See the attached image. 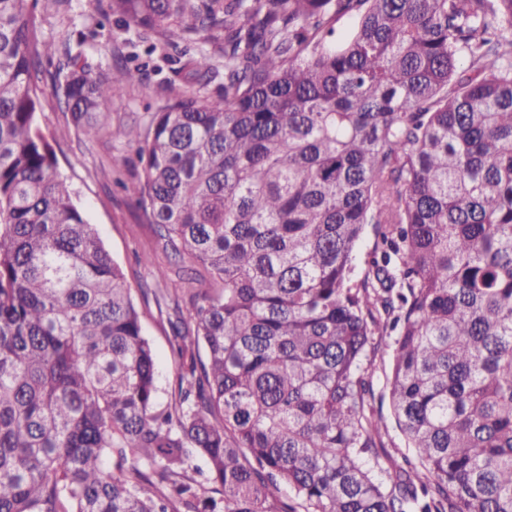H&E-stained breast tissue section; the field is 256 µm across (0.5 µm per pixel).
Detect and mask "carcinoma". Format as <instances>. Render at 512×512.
Instances as JSON below:
<instances>
[{"label": "carcinoma", "mask_w": 512, "mask_h": 512, "mask_svg": "<svg viewBox=\"0 0 512 512\" xmlns=\"http://www.w3.org/2000/svg\"><path fill=\"white\" fill-rule=\"evenodd\" d=\"M26 2L0 0V512H512V0H110L175 23L189 83L113 131L193 284L156 299L165 401L145 311L36 123L55 49ZM50 80L94 139L139 73L68 50ZM392 332L410 455L389 486ZM392 360L391 349H386L378 354L375 362L376 371L374 374V383L376 384L377 392H384L386 394L382 409L379 410L378 405L375 406V410L380 411L386 424V431L383 435V440L390 456L389 459L382 458L381 463L383 468L388 469L389 474L394 477L396 470H398V467L402 464L404 455H408L410 451L409 448L405 447L404 438L396 427L388 403L386 383L387 379L391 376Z\"/></svg>", "instance_id": "carcinoma-1"}]
</instances>
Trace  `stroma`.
Wrapping results in <instances>:
<instances>
[{
  "label": "stroma",
  "mask_w": 512,
  "mask_h": 512,
  "mask_svg": "<svg viewBox=\"0 0 512 512\" xmlns=\"http://www.w3.org/2000/svg\"><path fill=\"white\" fill-rule=\"evenodd\" d=\"M29 9L43 40L58 49L70 48L91 69L119 58L139 70V81L106 106L104 129L97 139L88 141L77 133L49 90L41 99L38 124L54 147L59 170L71 184L78 204L97 225L132 290L183 287L181 262L164 253L137 204L142 165L136 148L112 135L117 126L144 121L169 96L175 49L167 44L163 29H129L121 17L112 14L109 0H65L58 11L49 13L31 0ZM147 251L153 253L154 265L142 262ZM159 265L167 269L168 280L156 279ZM144 330L157 357L158 386L161 393H168L176 380L168 323L153 311L144 320Z\"/></svg>",
  "instance_id": "1"
}]
</instances>
